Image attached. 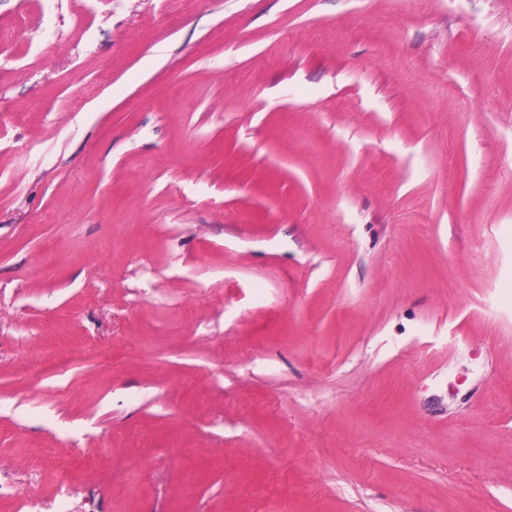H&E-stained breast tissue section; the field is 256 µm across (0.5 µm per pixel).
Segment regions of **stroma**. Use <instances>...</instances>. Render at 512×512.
<instances>
[{"label":"stroma","instance_id":"35a3bbf8","mask_svg":"<svg viewBox=\"0 0 512 512\" xmlns=\"http://www.w3.org/2000/svg\"><path fill=\"white\" fill-rule=\"evenodd\" d=\"M512 512V0H0V512Z\"/></svg>","mask_w":512,"mask_h":512}]
</instances>
